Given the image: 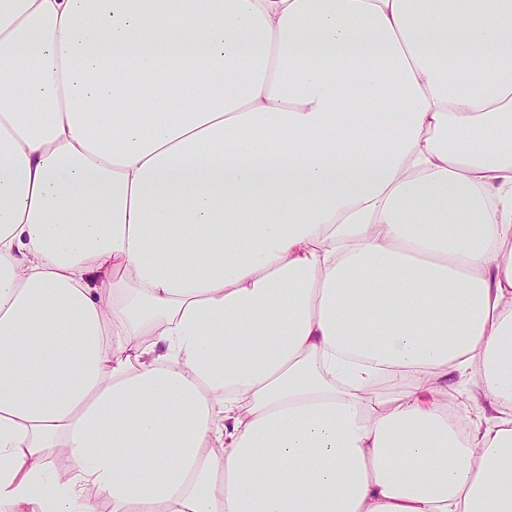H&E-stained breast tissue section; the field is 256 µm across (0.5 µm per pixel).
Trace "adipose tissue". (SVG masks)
I'll list each match as a JSON object with an SVG mask.
<instances>
[{"label":"adipose tissue","mask_w":512,"mask_h":512,"mask_svg":"<svg viewBox=\"0 0 512 512\" xmlns=\"http://www.w3.org/2000/svg\"><path fill=\"white\" fill-rule=\"evenodd\" d=\"M107 503L512 512V0H0V512Z\"/></svg>","instance_id":"adipose-tissue-1"}]
</instances>
